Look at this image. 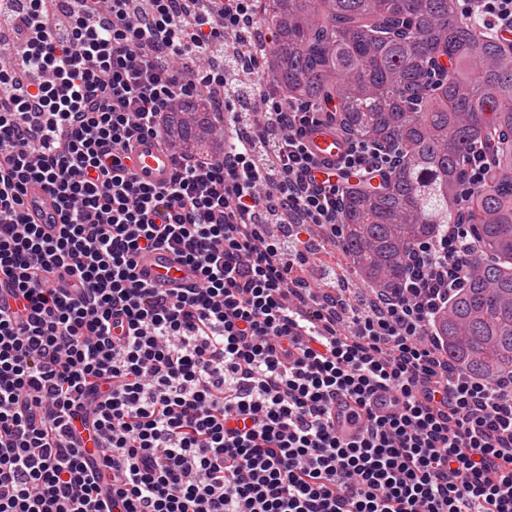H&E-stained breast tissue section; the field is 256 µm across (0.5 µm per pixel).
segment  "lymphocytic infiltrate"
<instances>
[{"label": "lymphocytic infiltrate", "instance_id": "1", "mask_svg": "<svg viewBox=\"0 0 512 512\" xmlns=\"http://www.w3.org/2000/svg\"><path fill=\"white\" fill-rule=\"evenodd\" d=\"M147 2L70 0L57 36L49 0L6 18L28 44L25 71L0 66V512H512V379L461 374L433 332L469 226L419 241L374 301L310 285V233L340 244L346 185L313 180L317 114L262 72L221 157L139 181L123 158L165 138L181 97L236 112L211 55L257 31L254 0ZM456 5L512 32V0ZM396 164L360 139L340 161L366 180ZM33 181L55 233L25 211ZM160 248L198 284L143 280L139 256ZM379 390L394 413L372 408ZM26 211L35 224H55L57 207L54 197L43 184L31 182L24 196ZM354 410H356V407L349 399L339 398L336 400V426L346 437L354 436L358 431L353 418Z\"/></svg>", "mask_w": 512, "mask_h": 512}]
</instances>
